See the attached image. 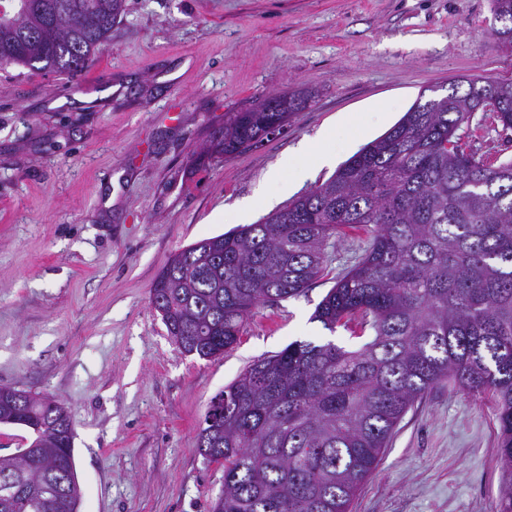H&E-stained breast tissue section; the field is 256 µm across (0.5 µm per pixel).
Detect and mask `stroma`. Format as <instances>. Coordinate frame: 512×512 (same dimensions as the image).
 Wrapping results in <instances>:
<instances>
[{
  "mask_svg": "<svg viewBox=\"0 0 512 512\" xmlns=\"http://www.w3.org/2000/svg\"><path fill=\"white\" fill-rule=\"evenodd\" d=\"M493 26L490 0H127L81 72L0 70V384L67 408L79 512H211L224 469L197 450L211 400L289 343L362 345L312 318L358 234L211 359L179 350L150 291L174 254L325 182L418 98L511 78ZM299 89L313 99L282 131L214 148L226 113ZM327 129L331 162L263 204L269 173ZM463 147L495 165L512 131L480 112ZM498 428L491 396L434 387L351 512H497Z\"/></svg>",
  "mask_w": 512,
  "mask_h": 512,
  "instance_id": "35a3bbf8",
  "label": "stroma"
}]
</instances>
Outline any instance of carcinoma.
I'll return each instance as SVG.
<instances>
[{"instance_id": "obj_1", "label": "carcinoma", "mask_w": 512, "mask_h": 512, "mask_svg": "<svg viewBox=\"0 0 512 512\" xmlns=\"http://www.w3.org/2000/svg\"><path fill=\"white\" fill-rule=\"evenodd\" d=\"M126 0H12L0 13V69L75 73L107 42ZM495 30L512 44V0H491ZM495 98L512 131V80L467 81L416 102L325 182L258 224L203 238L170 260L151 304L179 349L224 353L253 311L297 297L324 275L328 248L367 235L314 319L369 332L357 350L295 341L256 360L212 401L199 453L224 467L211 512H350L404 415L442 382L490 394L500 428L502 492L512 512V160L497 166L458 149L474 89ZM306 92L271 94L225 115L214 147L255 146L305 108ZM0 385V421L27 446L0 456L17 493L0 512H78L70 414Z\"/></svg>"}]
</instances>
